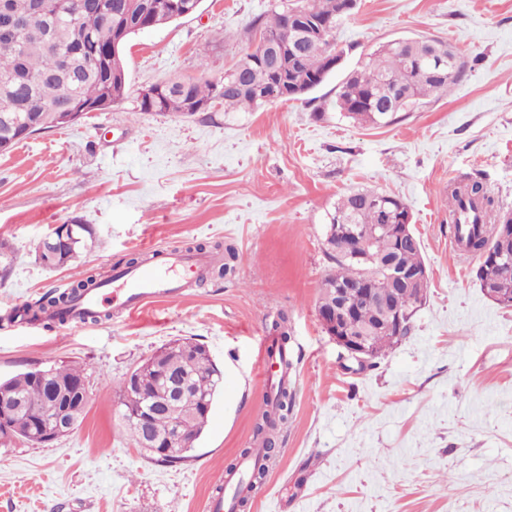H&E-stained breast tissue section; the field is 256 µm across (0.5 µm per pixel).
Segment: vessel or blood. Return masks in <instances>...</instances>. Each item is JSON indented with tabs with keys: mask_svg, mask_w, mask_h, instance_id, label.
Wrapping results in <instances>:
<instances>
[{
	"mask_svg": "<svg viewBox=\"0 0 512 512\" xmlns=\"http://www.w3.org/2000/svg\"><path fill=\"white\" fill-rule=\"evenodd\" d=\"M215 261L214 256L197 253L186 255L180 252L168 253L159 263L146 262L139 266L113 273L111 288H98L88 291L77 307L66 316L69 324H81L82 312L88 308L115 306L127 312L147 306L156 301L171 299L181 294V272L202 270ZM221 493L215 494L209 502L208 512H224L225 496H236L244 487L234 474L220 478Z\"/></svg>",
	"mask_w": 512,
	"mask_h": 512,
	"instance_id": "vessel-or-blood-1",
	"label": "vessel or blood"
}]
</instances>
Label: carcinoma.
<instances>
[{
  "label": "carcinoma",
  "mask_w": 512,
  "mask_h": 512,
  "mask_svg": "<svg viewBox=\"0 0 512 512\" xmlns=\"http://www.w3.org/2000/svg\"><path fill=\"white\" fill-rule=\"evenodd\" d=\"M45 5L42 15H36L35 4ZM97 0H0V139L10 141L20 136L30 123L46 130L53 128L52 113L68 103L97 105L106 110L120 103L125 96L127 71L123 54L107 58L100 42L111 30L127 29L129 35L173 22L174 0H106L108 13L95 15L89 5ZM303 0H273L271 8L255 17L249 31L259 29L277 44V55L271 63L264 62L261 48L249 49L234 67L221 78L205 73L190 79L169 82L168 90L159 98H142V112L168 115H193L218 102L226 112H240L278 100H299L319 87L336 71V45H302L297 41V28L322 30L325 37H335L341 19L351 14L357 0H308L305 20L295 18L291 7ZM18 15H31L33 22L23 31H10ZM438 49L443 64L436 69L429 54ZM467 65L461 50L441 40L431 38H401L379 46L369 60L350 71L338 87L336 109L344 117L359 124L389 125L398 113L409 112L430 96L440 97L461 77ZM384 193L373 189H353L340 197L334 210L327 214L324 241L327 253L336 264L320 285L319 307L336 301L335 289L343 285L358 288L377 287L378 271L388 265L405 274H414L425 266L420 242L400 240L386 230L370 246L367 258L357 257L360 249L352 230L357 225L405 224L412 220L407 203L387 196L386 205L379 198ZM449 218L458 249L479 259L486 269V287L512 300V267L493 265L485 258L487 247L495 253L512 258V234H495V224L508 214L487 186L479 179L465 178L452 186L448 193ZM76 241L52 260V269L63 268L76 261L80 253L94 247L88 225L75 229ZM224 249V263L212 269L219 277L232 274L240 255L235 246L214 245ZM105 281L91 274L75 281L62 292L48 293L22 313L32 320H42L50 313L63 315L87 290L99 288ZM428 284L411 282L381 288L388 302L406 310L413 308L418 295L427 293ZM376 307L364 303L351 316L352 329L367 323L374 326L369 333L375 356L383 355L408 336L414 318H409L401 330L378 327ZM275 347L271 356L288 373V314L278 312L272 320ZM145 391L156 398L166 397L173 375L185 382L178 402L182 417H171L163 411L148 421V436H143L138 421L132 419L142 404L143 393L128 387V379L119 383L122 395L121 415L132 437L145 446L157 460L176 464L187 458V451L172 448L167 454L154 450L179 429L192 440L204 431L208 417L202 402L214 401L222 373L209 352L190 340H175L157 353L142 360L133 370ZM59 384L70 396L71 416L79 419L87 405L86 378L76 366H60L21 372L0 382L8 393L5 407L6 427H0V444L4 438H21L33 445L41 444L33 432L39 423L54 418L61 401L50 396L44 383ZM294 406V396L288 384L282 382L274 392L271 409L255 426V436L262 446L263 456L251 472V484L264 483L268 464L276 453L278 432L288 422Z\"/></svg>",
  "instance_id": "cac0c4a2"
}]
</instances>
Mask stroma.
I'll return each mask as SVG.
<instances>
[{
	"label": "stroma",
	"mask_w": 512,
	"mask_h": 512,
	"mask_svg": "<svg viewBox=\"0 0 512 512\" xmlns=\"http://www.w3.org/2000/svg\"><path fill=\"white\" fill-rule=\"evenodd\" d=\"M270 3L202 0L196 15L137 34L122 102L0 154V247L13 259L0 280V380L76 363L88 387L69 435L0 447V512H206L217 476L254 445L271 384L259 352L280 310L295 400L268 494L249 512H512V308L483 295L477 258L456 257L448 217L453 172L512 212V0H358L336 31L342 64L307 99L140 112L153 84L223 77ZM418 37L464 50L448 96L387 126L336 110L347 73ZM358 188L407 203L430 279L411 334L363 373L348 371L318 314L334 267L326 215ZM71 221L89 225L94 247L44 269L36 245ZM218 241L240 252L235 276L188 277L179 299L80 326L12 317L84 272ZM178 338L209 351L223 384L188 458L169 465L133 440L117 383Z\"/></svg>",
	"instance_id": "35a3bbf8"
}]
</instances>
